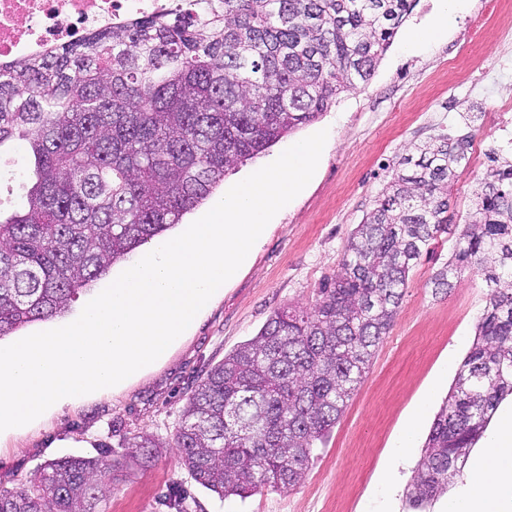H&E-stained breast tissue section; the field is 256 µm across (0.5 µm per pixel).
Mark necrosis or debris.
<instances>
[{"instance_id": "necrosis-or-debris-1", "label": "necrosis or debris", "mask_w": 512, "mask_h": 512, "mask_svg": "<svg viewBox=\"0 0 512 512\" xmlns=\"http://www.w3.org/2000/svg\"><path fill=\"white\" fill-rule=\"evenodd\" d=\"M172 0H0V65L38 56L132 18L168 12ZM512 0H480L464 34H497Z\"/></svg>"}]
</instances>
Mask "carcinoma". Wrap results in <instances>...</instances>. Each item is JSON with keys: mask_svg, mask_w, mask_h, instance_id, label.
<instances>
[{"mask_svg": "<svg viewBox=\"0 0 512 512\" xmlns=\"http://www.w3.org/2000/svg\"><path fill=\"white\" fill-rule=\"evenodd\" d=\"M415 3L176 0L167 15L0 67V144L26 140L35 177L24 208L0 214V338L67 313L227 171L367 81ZM465 150L444 135L414 144L316 303L274 311L207 371L172 439L136 436L127 456L176 448L194 481L222 498L300 485L392 328L410 270L445 235L455 244L435 290L467 271L489 288L407 498L421 509L447 493L512 396V162L490 169L466 223L450 224L448 188ZM109 469L51 462L0 490V512H99Z\"/></svg>", "mask_w": 512, "mask_h": 512, "instance_id": "1", "label": "carcinoma"}]
</instances>
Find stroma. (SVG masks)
Wrapping results in <instances>:
<instances>
[{
    "label": "stroma",
    "mask_w": 512,
    "mask_h": 512,
    "mask_svg": "<svg viewBox=\"0 0 512 512\" xmlns=\"http://www.w3.org/2000/svg\"><path fill=\"white\" fill-rule=\"evenodd\" d=\"M479 0H464L445 31L407 50L395 36L368 82L341 94L336 106L257 158L229 171L217 196L284 150L321 130L328 138L317 170L294 204L278 215L256 247L253 264L236 276L204 311L167 361L118 392L56 406L27 428L0 437V489L15 490L45 464L68 456L111 463V496L103 512H176L180 495L188 512H410L405 494L433 419L472 345L485 304L482 276L454 279L435 293L431 279L451 256L438 240L411 271L395 323L380 343L360 385L325 447L315 449L303 484L262 489L248 497L220 498L198 485L174 448L141 463L126 456L136 435L172 438L188 396L212 365L254 337L271 314L287 306H312L319 288L342 260L348 235L370 211L407 146L447 133L493 146L498 136L480 120L497 101L512 98V77L484 99L455 87L440 63L454 49L463 22ZM453 85L451 111L440 92ZM0 169L15 180L0 184V211L21 206L33 180L29 146L19 137L0 145ZM487 165L463 161L449 194V214L465 224L473 192ZM428 411L407 459L392 452L414 404Z\"/></svg>",
    "instance_id": "1"
}]
</instances>
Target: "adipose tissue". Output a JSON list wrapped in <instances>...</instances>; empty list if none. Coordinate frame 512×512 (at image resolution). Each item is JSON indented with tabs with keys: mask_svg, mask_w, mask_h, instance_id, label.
I'll return each mask as SVG.
<instances>
[{
	"mask_svg": "<svg viewBox=\"0 0 512 512\" xmlns=\"http://www.w3.org/2000/svg\"><path fill=\"white\" fill-rule=\"evenodd\" d=\"M512 489V416L503 423L492 449L472 468L468 490L448 502L447 512H505L501 490Z\"/></svg>",
	"mask_w": 512,
	"mask_h": 512,
	"instance_id": "1",
	"label": "adipose tissue"
}]
</instances>
